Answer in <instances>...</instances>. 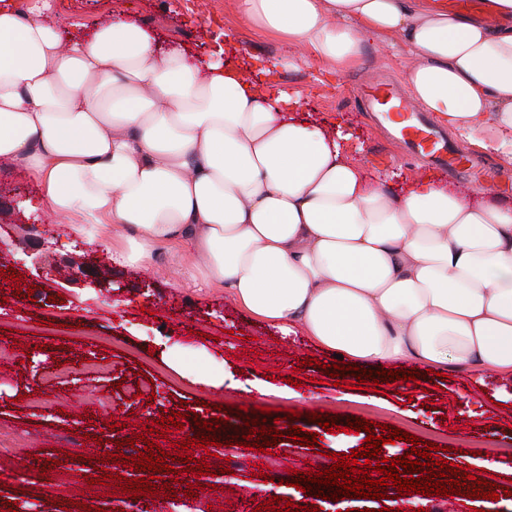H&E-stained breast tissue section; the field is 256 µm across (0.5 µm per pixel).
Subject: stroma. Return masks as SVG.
I'll return each mask as SVG.
<instances>
[{
  "label": "stroma",
  "mask_w": 512,
  "mask_h": 512,
  "mask_svg": "<svg viewBox=\"0 0 512 512\" xmlns=\"http://www.w3.org/2000/svg\"><path fill=\"white\" fill-rule=\"evenodd\" d=\"M55 19L64 30L106 22L122 12L151 27L158 38L206 57L213 38L238 26L232 0H54ZM409 61L407 47L394 38L388 53L366 45L364 63L356 71L331 77L313 62L283 69L280 87L301 97L304 119L342 126L351 138L346 151L368 165L375 176L397 172L436 175L422 158L411 157L389 139L364 112L356 87L376 74L402 82ZM38 193L36 184L17 164L0 161V269H16L21 282L0 280V431L8 446L0 447V512H126L134 499L107 497L89 489L101 473L132 477L133 468L104 462L94 470L93 458L103 453L97 438L113 434L123 455L143 450L126 438L152 422L184 410L185 435L215 418L238 428L254 406L293 409L300 428L316 433L312 446L286 441L270 453L235 448L233 474L221 473L223 458L203 456L213 473L208 487L198 475L182 471L166 475L176 496H154L149 512H239L256 508L274 496L303 504L305 492L289 486L293 470L321 471L333 464L332 453H349L364 445L366 434L345 430L346 421H374L438 444L434 457L456 465L498 467L493 481L512 482V380L488 372L473 377L468 369L449 366L444 376L421 375L406 393H394L388 376L366 368L379 380L377 390H352L324 384L323 367L336 356L322 353L302 336H285L260 324L239 309L223 288H195L181 275L179 255L160 249L152 266L117 268L109 260L108 241L71 236L48 211H30L25 203ZM33 289L32 298L17 288ZM43 330H35V323ZM107 360L106 375H75L68 368L91 358ZM314 358V366L303 363ZM228 371L236 386L214 387L200 374ZM155 393L137 397L139 383ZM46 400L33 409L29 399ZM112 408L103 411L101 399ZM333 417L337 429L320 430L308 420L311 411ZM119 427L108 431L107 420ZM494 443L499 453L472 456L471 444ZM85 461L74 484L46 480L38 473L45 463L72 457Z\"/></svg>",
  "instance_id": "35a3bbf8"
}]
</instances>
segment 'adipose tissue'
Masks as SVG:
<instances>
[{
	"mask_svg": "<svg viewBox=\"0 0 512 512\" xmlns=\"http://www.w3.org/2000/svg\"><path fill=\"white\" fill-rule=\"evenodd\" d=\"M246 36L344 74L365 42L402 37L411 101L469 147L512 162V0H235ZM163 47L124 18L64 35L50 0H0V158L112 260L175 248L183 275L351 364L465 365L512 377V196L432 176L397 187L351 159L343 129L247 68Z\"/></svg>",
	"mask_w": 512,
	"mask_h": 512,
	"instance_id": "obj_1",
	"label": "adipose tissue"
}]
</instances>
